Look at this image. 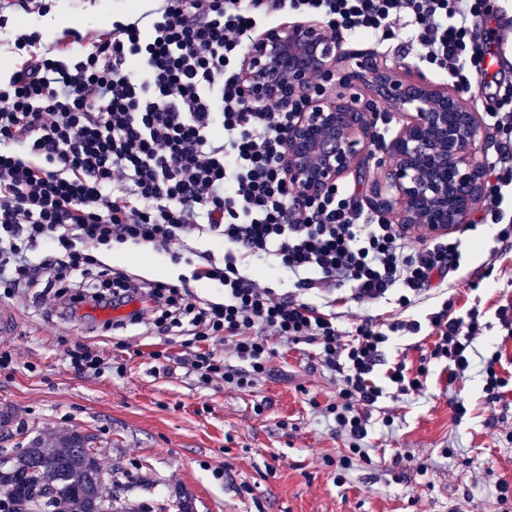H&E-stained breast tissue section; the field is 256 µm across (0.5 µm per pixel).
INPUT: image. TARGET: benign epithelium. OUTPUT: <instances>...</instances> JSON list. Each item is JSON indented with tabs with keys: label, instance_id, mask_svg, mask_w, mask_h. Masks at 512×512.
<instances>
[{
	"label": "benign epithelium",
	"instance_id": "7a95c632",
	"mask_svg": "<svg viewBox=\"0 0 512 512\" xmlns=\"http://www.w3.org/2000/svg\"><path fill=\"white\" fill-rule=\"evenodd\" d=\"M359 57L357 69L345 72L324 23L281 24L249 45L239 85L253 102L300 105L290 113L283 159L300 199L321 195L372 161L390 198L378 195L371 205L391 223L445 235L466 223L487 194L479 117L458 93L420 75L401 77V63L374 53ZM331 82L338 90H327ZM358 83L362 95L351 93ZM389 112L402 123L378 156L375 129Z\"/></svg>",
	"mask_w": 512,
	"mask_h": 512
}]
</instances>
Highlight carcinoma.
Here are the masks:
<instances>
[{"label": "carcinoma", "mask_w": 512, "mask_h": 512, "mask_svg": "<svg viewBox=\"0 0 512 512\" xmlns=\"http://www.w3.org/2000/svg\"><path fill=\"white\" fill-rule=\"evenodd\" d=\"M0 464V491L13 503L35 504L37 512H143L121 508L102 494V471L90 435L77 429L29 439L26 447Z\"/></svg>", "instance_id": "carcinoma-1"}]
</instances>
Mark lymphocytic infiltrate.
I'll use <instances>...</instances> for the list:
<instances>
[{"mask_svg": "<svg viewBox=\"0 0 512 512\" xmlns=\"http://www.w3.org/2000/svg\"><path fill=\"white\" fill-rule=\"evenodd\" d=\"M486 0H157L139 16L114 18L93 34L68 27L44 42L21 27L17 59L0 76V293L38 290L50 309L75 315L81 305L144 309L115 329L145 325L160 336H185L183 359L199 384L244 389L265 375L276 355L270 337L314 344L322 367L343 386L323 415L349 443L338 466L369 461L371 409L383 395L375 368L391 336L419 331L416 320L364 319L344 335L336 287L350 285L357 304L397 294L409 308L448 287L460 266L457 238L412 244L383 217L359 210L338 186L298 200L283 168L289 110L255 105L242 94L239 64L253 32L280 14L321 18L337 39H382L405 29L421 56L470 91L469 59L512 29L484 23ZM507 160L488 166L487 211L494 238L512 239L502 204L512 187ZM214 249L183 247L190 233ZM146 244L193 267L192 277L220 284L224 299L201 302L161 280L137 281L98 258ZM269 261L293 279L278 293L241 272V260ZM332 295L325 313L297 291ZM432 359L449 376L471 366L481 334L476 310L459 315L453 301L432 313ZM226 342L240 360L227 367L211 348Z\"/></svg>", "mask_w": 512, "mask_h": 512, "instance_id": "1", "label": "lymphocytic infiltrate"}]
</instances>
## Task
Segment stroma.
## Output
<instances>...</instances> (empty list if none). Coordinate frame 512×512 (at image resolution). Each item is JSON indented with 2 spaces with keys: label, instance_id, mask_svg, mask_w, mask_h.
<instances>
[{
  "label": "stroma",
  "instance_id": "obj_1",
  "mask_svg": "<svg viewBox=\"0 0 512 512\" xmlns=\"http://www.w3.org/2000/svg\"><path fill=\"white\" fill-rule=\"evenodd\" d=\"M133 7L132 0H66L63 12L33 23L47 37L64 22L96 32ZM359 52L401 60L411 74L451 83L405 35L382 43L343 40V67L354 68ZM470 221L475 228L461 236L465 269L455 299L459 308L480 312V358L501 351L502 374L512 377V335L495 315L501 300L512 299V251L491 261L495 242L484 205ZM139 253L143 266L120 252L110 263L130 276L173 284L190 272L149 247ZM0 306L21 318L17 335L0 337V348L15 358L13 369L0 372V408L11 412L0 448L16 450L42 432L85 431L94 437L104 494L158 508L184 493L194 512H512V499L499 502L493 489L497 478L512 479V391L490 401L475 368L449 378L430 357L435 338L427 332L386 346L377 375L402 358L413 369L427 365V382L401 396L384 383L372 412L371 460L344 473L334 461L348 444L322 414L340 383L317 363L315 346L276 344L269 374L253 387H202L179 362L184 337L155 336L143 327L116 330L99 310L79 322L62 319L30 295ZM78 344L125 362L124 375L75 373L66 353ZM156 351L171 356L169 370L153 359ZM456 398L470 405L459 423L451 410ZM386 417L392 426L383 425Z\"/></svg>",
  "mask_w": 512,
  "mask_h": 512
}]
</instances>
